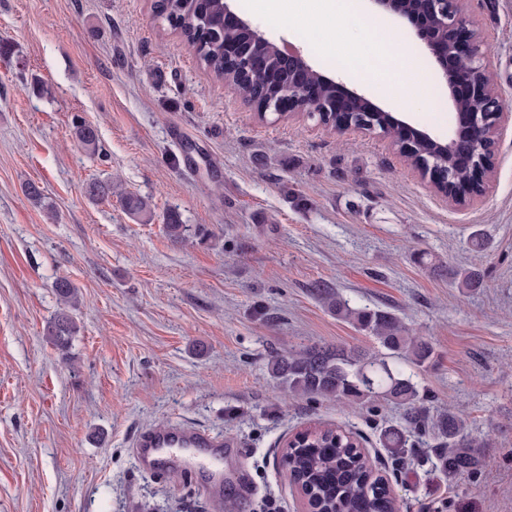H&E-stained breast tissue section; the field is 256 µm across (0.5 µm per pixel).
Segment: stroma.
<instances>
[{"instance_id":"35a3bbf8","label":"stroma","mask_w":512,"mask_h":512,"mask_svg":"<svg viewBox=\"0 0 512 512\" xmlns=\"http://www.w3.org/2000/svg\"><path fill=\"white\" fill-rule=\"evenodd\" d=\"M156 0H0V512H282L303 501L282 444L305 425L358 432L400 512H512V123L498 138L484 194L437 195L389 140L333 131L300 114L259 119L204 68L160 17ZM252 28L300 50L322 74L315 21L233 0ZM512 107V0H463ZM388 21L428 80L406 109L353 74L345 88L444 141L458 116L443 71L414 25ZM97 127L88 154L75 127ZM118 192L93 202L92 179ZM43 191L41 203L26 183ZM150 200L154 220L121 195ZM177 210L188 241L164 218ZM489 245L469 248L473 231ZM473 266L481 288L450 277ZM79 289L67 350L46 336L57 277ZM324 282L356 307L390 311L435 348L416 380L430 420L455 408L489 437L482 469L458 480L434 465L437 437L405 457L382 447L403 409L387 401L291 397L271 356L312 345L380 354L373 338L312 294ZM186 424L224 436V498L204 475L144 469L132 443L145 428ZM122 202L125 211L133 218L140 221H149L151 208L149 202L137 194L122 193Z\"/></svg>"}]
</instances>
